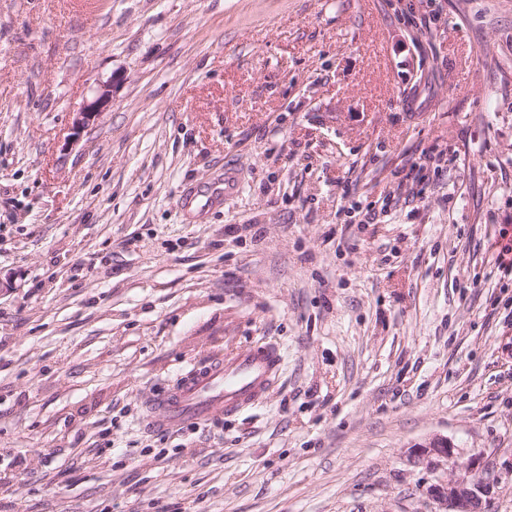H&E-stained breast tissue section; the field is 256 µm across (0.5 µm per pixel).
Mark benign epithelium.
Instances as JSON below:
<instances>
[{
    "mask_svg": "<svg viewBox=\"0 0 512 512\" xmlns=\"http://www.w3.org/2000/svg\"><path fill=\"white\" fill-rule=\"evenodd\" d=\"M105 98L106 94L103 93L87 104L75 120L74 128L86 127L92 117L100 114ZM415 456L430 465L441 462L451 466L452 478L433 484L426 490L427 496L439 505L438 512H489L486 497L490 493V486L484 479L476 476L472 463L458 461L448 439H431L419 446Z\"/></svg>",
    "mask_w": 512,
    "mask_h": 512,
    "instance_id": "obj_1",
    "label": "benign epithelium"
}]
</instances>
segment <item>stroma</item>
Wrapping results in <instances>:
<instances>
[{"mask_svg":"<svg viewBox=\"0 0 512 512\" xmlns=\"http://www.w3.org/2000/svg\"><path fill=\"white\" fill-rule=\"evenodd\" d=\"M510 222L512 0H0V512H434L435 436L512 512ZM237 189L235 170L224 166L223 175H219L204 189L188 188L185 192L182 206L191 218H199L213 207L224 202V198L233 194ZM508 236L509 231L502 228L496 240L488 248L497 269L503 273L504 277L512 276V234L510 239H508ZM282 361L277 346L263 345L195 365L150 401L149 426L157 431L183 429L259 404L278 382Z\"/></svg>","mask_w":512,"mask_h":512,"instance_id":"obj_1","label":"stroma"}]
</instances>
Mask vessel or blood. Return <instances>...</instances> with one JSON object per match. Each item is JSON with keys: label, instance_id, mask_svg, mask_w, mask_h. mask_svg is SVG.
Wrapping results in <instances>:
<instances>
[{"label": "vessel or blood", "instance_id": "obj_1", "mask_svg": "<svg viewBox=\"0 0 512 512\" xmlns=\"http://www.w3.org/2000/svg\"><path fill=\"white\" fill-rule=\"evenodd\" d=\"M236 189V173L228 167L204 189L188 188L182 205L190 217L198 218L222 204ZM281 365L278 347L263 345L193 366L151 400L149 426L157 431L183 429L259 404L278 382Z\"/></svg>", "mask_w": 512, "mask_h": 512}]
</instances>
